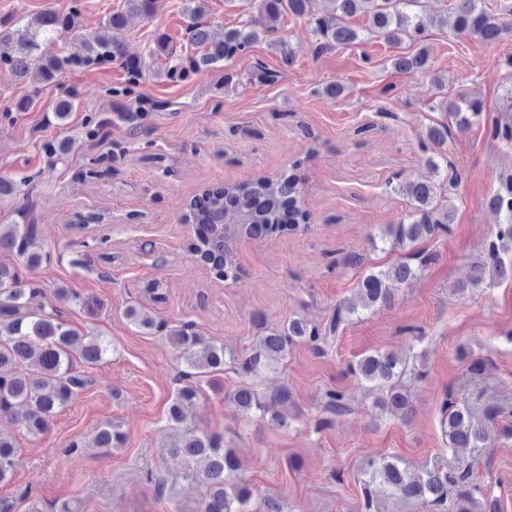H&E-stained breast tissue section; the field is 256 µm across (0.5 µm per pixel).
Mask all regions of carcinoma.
Listing matches in <instances>:
<instances>
[{"instance_id": "carcinoma-1", "label": "carcinoma", "mask_w": 512, "mask_h": 512, "mask_svg": "<svg viewBox=\"0 0 512 512\" xmlns=\"http://www.w3.org/2000/svg\"><path fill=\"white\" fill-rule=\"evenodd\" d=\"M198 0H183L189 20L188 41L197 53L186 57L176 50H167L165 39L157 41L159 49L170 59L165 74L168 78L185 81L202 71L213 70L245 54L259 39V33L243 24L224 32L215 40L206 25L198 20L201 8ZM332 9L313 15V0H261V9L270 25L266 33L277 30L275 23L284 13L296 17L314 16L315 31L323 39L320 49L332 50L338 45L360 41L359 34L344 24L343 19L357 13L368 18V31L381 34L396 46L402 41L417 39L425 29L424 16L406 12L420 0H330ZM456 27L461 32L482 41H494L507 30L502 18L481 7V0H454ZM155 0H122L120 7L106 18L107 33L81 36L78 53L47 56L41 51L43 42L62 32L78 28L79 12L60 15L46 11L23 29L0 30V42L13 41L16 48L0 55V68L19 81H27L39 90V85L53 80L70 69H83L110 62L123 65L129 80L139 82L144 77L142 59L126 53L122 33L131 14L149 16ZM430 55L426 48L414 54L393 58L392 66L406 74L425 69ZM77 105V96L67 94L55 106L60 122L68 119ZM476 103L466 99L451 105L450 117L459 132L467 131L479 118ZM448 140V126L428 129L419 148L429 153L428 160L440 180L435 182L405 181L392 187L410 200L412 210L407 222L391 224L382 234L381 242L391 247L405 248L449 228L453 221L450 206L451 190L448 160L439 152ZM304 181L294 173L278 177L259 176L251 181L208 187L191 199L183 220L195 225V238L189 251L208 265L215 279L236 282L241 269L232 259L230 243L237 237L251 234L270 235L294 231L309 223L310 215L303 208ZM489 207L499 216L496 230L486 242L482 259L472 266L468 281L458 284L461 293L478 288L488 281L512 276V174L503 178L488 200ZM37 233L35 224H1L0 255L21 260L22 265L36 269L45 255L33 250ZM424 265L402 261L386 269L371 271L359 283L356 297L336 305L328 327L321 329L301 319L288 321L282 328L262 336L241 363L247 377L260 375L279 363L288 350L300 342L317 345L327 334L337 332L345 320L364 310L384 307L391 303L396 287L416 278ZM43 290L37 285L24 284L19 265L0 261V417L15 423L34 437L47 432L50 422L60 409L87 385L85 369L101 362L110 351V344L98 336L81 335L55 313L45 311L41 299ZM126 318L134 325L151 329L154 319L141 305H130ZM170 344L180 353L192 381L178 390L169 406V418L181 424L186 409L192 407L202 393L201 383L212 382L224 372V346L206 341L183 325L169 331ZM81 362L84 370L76 368ZM359 380L379 391L373 403L375 416L407 417L412 404L404 377L421 374L408 370L406 363L391 352L375 353L360 358L350 366ZM233 400L244 411L258 416L277 427L288 426V417L277 406L289 402L288 391L270 397L261 394L250 382L232 393ZM442 434L448 450L476 448L483 440V429L473 422L466 404L449 401L443 409ZM122 439L118 428L106 425L98 430L96 443L100 448H112ZM170 448L187 464L205 462L204 481L209 493L203 512H241L251 497L250 489L236 481L240 462L230 448L223 447L219 435L197 429H186L170 444ZM15 446L0 435V482L7 479L15 466ZM362 512H373L377 485L382 491L414 502L425 512H436L453 497L454 512H499V500L491 494L483 500L475 496L468 470L451 469L439 463L415 479L406 476L398 462L372 457L364 461Z\"/></svg>"}]
</instances>
